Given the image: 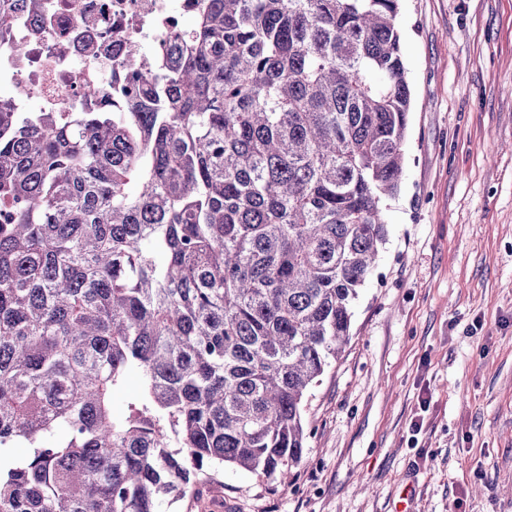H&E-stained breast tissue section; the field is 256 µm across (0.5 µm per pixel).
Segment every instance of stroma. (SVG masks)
I'll return each mask as SVG.
<instances>
[{"instance_id":"1","label":"stroma","mask_w":512,"mask_h":512,"mask_svg":"<svg viewBox=\"0 0 512 512\" xmlns=\"http://www.w3.org/2000/svg\"><path fill=\"white\" fill-rule=\"evenodd\" d=\"M396 24L404 176L294 483L207 467L162 512H512V0H401Z\"/></svg>"}]
</instances>
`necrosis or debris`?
Segmentation results:
<instances>
[{
    "label": "necrosis or debris",
    "instance_id": "4bbe7bcc",
    "mask_svg": "<svg viewBox=\"0 0 512 512\" xmlns=\"http://www.w3.org/2000/svg\"><path fill=\"white\" fill-rule=\"evenodd\" d=\"M190 0H45L42 17L16 15L0 30V85L14 111L37 101L44 112L90 106L89 88L103 84L128 42L165 53ZM28 50L18 64L15 48Z\"/></svg>",
    "mask_w": 512,
    "mask_h": 512
}]
</instances>
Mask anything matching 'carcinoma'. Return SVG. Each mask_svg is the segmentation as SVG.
<instances>
[{
	"mask_svg": "<svg viewBox=\"0 0 512 512\" xmlns=\"http://www.w3.org/2000/svg\"><path fill=\"white\" fill-rule=\"evenodd\" d=\"M399 7L194 0L104 107L0 98V512H161L206 464L292 484L403 177ZM140 388V380L131 375L124 386L116 389L112 398V408L115 416L121 417L127 413L128 402L136 396Z\"/></svg>",
	"mask_w": 512,
	"mask_h": 512,
	"instance_id": "1",
	"label": "carcinoma"
}]
</instances>
